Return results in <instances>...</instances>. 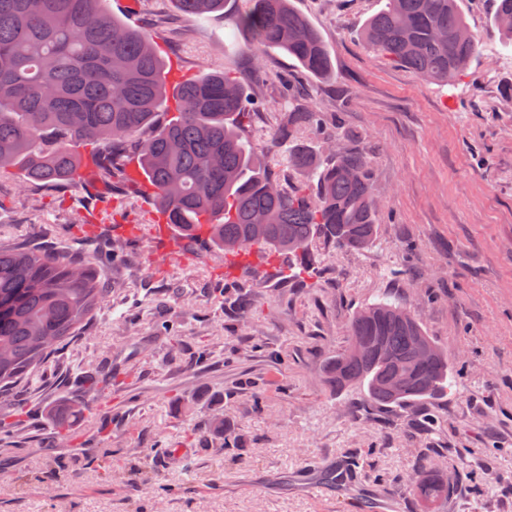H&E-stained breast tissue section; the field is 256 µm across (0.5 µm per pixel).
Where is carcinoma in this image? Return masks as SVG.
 <instances>
[{
    "mask_svg": "<svg viewBox=\"0 0 512 512\" xmlns=\"http://www.w3.org/2000/svg\"><path fill=\"white\" fill-rule=\"evenodd\" d=\"M100 0H0V174L16 170L55 190L80 180L75 147H95L96 174L127 193L147 183L165 223L193 242L207 238L219 250L299 261L312 273L317 242L364 250L378 238L373 172L363 151L325 155L305 130L326 134L323 112L288 104L284 126L267 153L286 146L288 163L308 173L285 190L266 171L244 134L251 112L245 77L230 65L175 80L161 55L163 34L150 36L104 13ZM181 11L207 16L226 0H177ZM512 0H496L494 25L512 45ZM233 28L246 37L255 63L278 49L318 79L333 75L329 49L293 0H241ZM458 0H385L362 27L374 53L408 67L427 82L446 85L477 53ZM136 159L140 179L126 166ZM101 271L46 249L0 246V403L76 337L106 301ZM341 393L363 390L374 406L423 412L450 387L448 353L403 305L365 304L349 321L348 345L325 367ZM102 395L119 384L112 367L92 365L81 376ZM418 479L410 491L427 507L448 500V477H428L429 449H418ZM97 468L112 476V449L101 448Z\"/></svg>",
    "mask_w": 512,
    "mask_h": 512,
    "instance_id": "1",
    "label": "carcinoma"
}]
</instances>
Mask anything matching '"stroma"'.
I'll return each mask as SVG.
<instances>
[{"mask_svg": "<svg viewBox=\"0 0 512 512\" xmlns=\"http://www.w3.org/2000/svg\"><path fill=\"white\" fill-rule=\"evenodd\" d=\"M103 0L132 26L164 30L180 74L224 64L250 73L244 39L224 13H182L173 0ZM322 35L332 79L314 80L284 53L269 52L270 80L251 83L268 101L245 129L256 150L280 128L279 77L351 133L368 153L380 214L376 244L315 248L313 276L286 277L264 262L224 275V254L185 249L152 218L148 192L118 206L83 185L57 195L0 175V244L63 249L91 262L112 293L79 337L16 387L0 416L18 420L0 439V512H421L408 488L417 451L430 449L454 489L439 512H512V49L501 43L494 0H459L478 51L451 85L371 52L365 21L380 0H294ZM93 212L92 226L81 218ZM113 239L105 256L99 244ZM405 304L448 354L452 385L424 421L407 409L369 406L335 393L328 360L348 343L360 306ZM183 348L171 355L166 341ZM108 360L121 385L89 396L84 366ZM210 438L242 434L234 458L202 453ZM137 449L135 471L100 480L97 449ZM61 468L51 470L49 459ZM354 465L350 486L311 495L303 481Z\"/></svg>", "mask_w": 512, "mask_h": 512, "instance_id": "35a3bbf8", "label": "stroma"}]
</instances>
